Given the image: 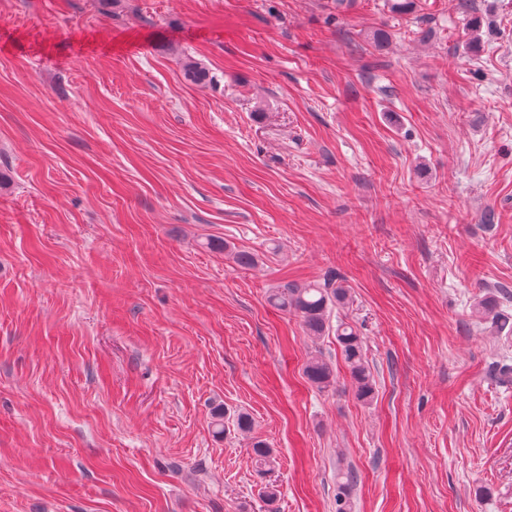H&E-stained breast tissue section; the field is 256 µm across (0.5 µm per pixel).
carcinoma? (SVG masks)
<instances>
[{
    "label": "carcinoma",
    "instance_id": "carcinoma-1",
    "mask_svg": "<svg viewBox=\"0 0 512 512\" xmlns=\"http://www.w3.org/2000/svg\"><path fill=\"white\" fill-rule=\"evenodd\" d=\"M184 74L194 83L211 81L210 72L194 60L185 63ZM348 296L349 289L331 276L314 284L277 288L271 294L270 300L279 309L294 312L300 318L303 328L313 336L335 332L336 342L357 385V396L364 400L371 397L372 384L371 373L364 358L362 338L352 325L342 320L331 323L330 307L335 303H345ZM474 313L479 318L491 320L502 329L512 321V315L498 308L492 299L479 301L474 307ZM304 375L320 389L328 388L335 382L332 364L321 353L306 362ZM253 451L255 461L263 467V471H271L274 463L273 451L259 441L253 444Z\"/></svg>",
    "mask_w": 512,
    "mask_h": 512
}]
</instances>
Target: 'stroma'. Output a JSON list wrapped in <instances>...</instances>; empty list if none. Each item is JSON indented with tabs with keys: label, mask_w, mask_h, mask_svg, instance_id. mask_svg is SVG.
Segmentation results:
<instances>
[{
	"label": "stroma",
	"mask_w": 512,
	"mask_h": 512,
	"mask_svg": "<svg viewBox=\"0 0 512 512\" xmlns=\"http://www.w3.org/2000/svg\"><path fill=\"white\" fill-rule=\"evenodd\" d=\"M504 286L512 0H0V512H512ZM335 276L304 286L285 285L276 288L270 296L271 302L283 311L294 312L303 328L313 336H325L334 331L352 379L357 385V396L367 399L372 395L371 373L364 358L363 341L356 329L343 320L331 323L330 307L344 304L349 289L338 282ZM499 306L492 299H484L479 301L474 307L475 316L483 319H491L493 323L500 326L501 329L508 326L510 320L512 322V314L503 309H498ZM304 375L310 383L320 389L328 388L335 382L332 364L322 353L312 356L306 362Z\"/></svg>",
	"instance_id": "obj_1"
}]
</instances>
